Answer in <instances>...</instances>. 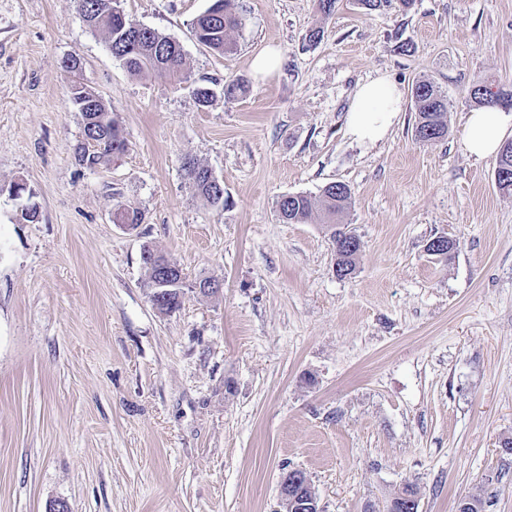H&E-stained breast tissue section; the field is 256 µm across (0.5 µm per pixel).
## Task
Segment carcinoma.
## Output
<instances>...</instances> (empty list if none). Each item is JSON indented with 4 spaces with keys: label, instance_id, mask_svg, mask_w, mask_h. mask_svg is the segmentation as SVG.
<instances>
[{
    "label": "carcinoma",
    "instance_id": "carcinoma-1",
    "mask_svg": "<svg viewBox=\"0 0 512 512\" xmlns=\"http://www.w3.org/2000/svg\"><path fill=\"white\" fill-rule=\"evenodd\" d=\"M114 0H79L81 18L88 21V28L105 35L107 48L112 57L128 71L136 74L152 73L181 84L188 81L185 69L183 48L176 40L159 31L119 20L114 13ZM414 0H360L368 10H379L393 5L402 10L412 7ZM245 26L244 16L232 7V0H214V5L198 15L191 22V30L196 41L218 55L234 51L235 43L230 34ZM71 103L79 112L83 141L75 149V159L79 165L96 169L109 164L114 158L127 150V140L123 131L100 97L82 88V83L71 80ZM195 102L207 107L216 96L214 88L197 85L192 90ZM412 99L415 106V139L428 142L442 139L448 133V99L430 80H421L412 86ZM468 101L476 106L498 105L512 107V88L498 86L492 88L486 84L471 87ZM184 178L194 193L212 206L226 205L224 186L209 180L208 166L191 157L183 165ZM495 174L500 190L512 193V141L503 143L495 158ZM351 200L349 187L342 182L325 185L315 197L306 194H294L288 199H279L276 203V216L284 224H308L315 214H320L321 223L332 225L333 241L346 234V227L336 224V218L348 208ZM144 215L137 209L118 203L112 212V222L128 224L135 229L143 223ZM143 252L149 255L144 261L148 271V297H153L161 284L168 285L165 303L159 307L162 313H172L180 309L185 288L203 289L212 279L201 278L187 283V276L180 266L155 251L145 247Z\"/></svg>",
    "mask_w": 512,
    "mask_h": 512
}]
</instances>
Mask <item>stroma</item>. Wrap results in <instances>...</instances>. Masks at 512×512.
Masks as SVG:
<instances>
[{"label": "stroma", "mask_w": 512, "mask_h": 512, "mask_svg": "<svg viewBox=\"0 0 512 512\" xmlns=\"http://www.w3.org/2000/svg\"><path fill=\"white\" fill-rule=\"evenodd\" d=\"M119 2L180 42L186 83L128 72L78 0H0V512H274L285 466L323 512H385L409 483L422 512L472 495L512 512V194L463 145L469 88L512 84V0H339L328 19L314 0H235L246 25L225 57L190 28L211 0ZM268 46L281 65L263 78ZM72 56L128 143L97 169L74 159ZM379 73L406 100L361 142L348 110ZM229 78L238 98L198 107L192 86ZM422 79L448 97L438 141L413 136ZM188 156L227 207L193 193ZM331 182L360 240L347 279L326 225L275 213ZM119 202L143 212L136 230L113 224ZM440 235L445 258L425 251ZM147 245L221 293L159 312ZM280 54L275 48H266L252 61L253 70L263 76H271L280 66Z\"/></svg>", "instance_id": "35a3bbf8"}]
</instances>
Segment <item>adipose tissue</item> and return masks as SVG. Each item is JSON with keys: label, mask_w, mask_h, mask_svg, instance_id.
Returning <instances> with one entry per match:
<instances>
[{"label": "adipose tissue", "mask_w": 512, "mask_h": 512, "mask_svg": "<svg viewBox=\"0 0 512 512\" xmlns=\"http://www.w3.org/2000/svg\"><path fill=\"white\" fill-rule=\"evenodd\" d=\"M402 110V93L386 76L360 85L347 117L349 133L357 140L384 139ZM512 131V110L485 106L469 112L463 144L478 158L495 156L508 132Z\"/></svg>", "instance_id": "ef3b65f1"}]
</instances>
